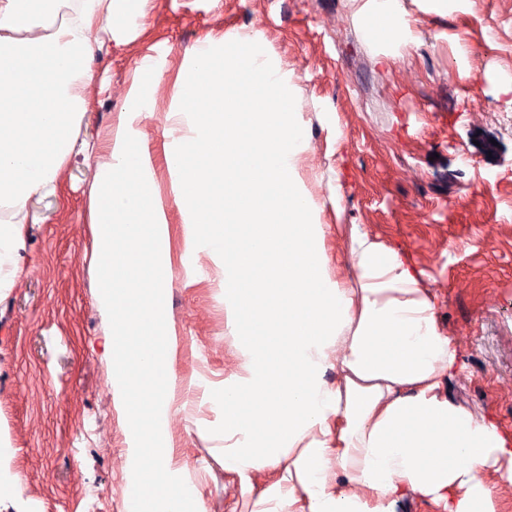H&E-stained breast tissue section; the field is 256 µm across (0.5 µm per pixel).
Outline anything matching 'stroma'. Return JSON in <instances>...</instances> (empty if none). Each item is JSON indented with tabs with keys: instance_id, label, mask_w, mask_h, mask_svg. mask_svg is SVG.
<instances>
[{
	"instance_id": "obj_1",
	"label": "stroma",
	"mask_w": 512,
	"mask_h": 512,
	"mask_svg": "<svg viewBox=\"0 0 512 512\" xmlns=\"http://www.w3.org/2000/svg\"><path fill=\"white\" fill-rule=\"evenodd\" d=\"M420 40L387 57L360 24L358 0H148L118 21L95 56L109 90L91 88L81 134L119 128L132 76L151 55L162 81L140 125L166 201L162 258L172 410L166 452L187 467L205 512H242L240 479L224 469L217 396L242 359L224 305L220 255L193 249L177 206L164 117L200 42L248 35L293 73L307 125L300 175L327 230L332 279L354 283L347 233L400 251L436 294L438 325L462 371L443 384L455 404L512 435V0H401ZM495 140L496 154L482 143ZM95 162L72 160L55 195L32 198L20 268L0 292V512H125L127 442L106 346L112 317L97 299L89 224Z\"/></svg>"
}]
</instances>
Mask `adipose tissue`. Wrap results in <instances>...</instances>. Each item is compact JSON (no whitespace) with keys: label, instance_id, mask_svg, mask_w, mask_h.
<instances>
[{"label":"adipose tissue","instance_id":"ef3b65f1","mask_svg":"<svg viewBox=\"0 0 512 512\" xmlns=\"http://www.w3.org/2000/svg\"><path fill=\"white\" fill-rule=\"evenodd\" d=\"M147 0H0V288L10 287L28 202L57 191L63 168L96 157L90 222L97 298L112 316V388L129 441L125 512H202L185 469L158 465L173 351L163 289L167 213L139 125L159 74L144 57L114 139L76 124L116 19ZM364 32L413 41L400 0H369ZM167 122L187 133L166 154L192 241L224 259L243 373L225 381L224 469L245 512H396L417 496L440 512H502L512 436L442 391L460 370L436 303L397 250L354 234L358 280L331 279L324 226L298 173L307 147L296 88L262 47L225 52L207 37L175 83ZM262 101L250 104L253 91ZM125 250L115 255V242ZM284 468L253 496L254 473Z\"/></svg>","mask_w":512,"mask_h":512}]
</instances>
